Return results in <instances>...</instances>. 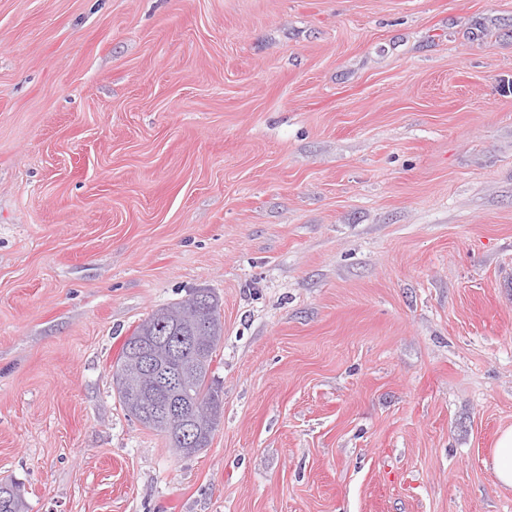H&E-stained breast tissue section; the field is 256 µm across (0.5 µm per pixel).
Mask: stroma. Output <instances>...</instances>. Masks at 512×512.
<instances>
[{"label":"stroma","mask_w":512,"mask_h":512,"mask_svg":"<svg viewBox=\"0 0 512 512\" xmlns=\"http://www.w3.org/2000/svg\"><path fill=\"white\" fill-rule=\"evenodd\" d=\"M219 297L185 457L135 327ZM512 0H0V480L28 512H512ZM124 346L123 345L121 355L116 363L115 366H113V373H112V379L113 383L116 387V391L119 397V400L124 407V409L133 416L140 424H142L145 428L150 429L152 431H155L159 434H162L166 437V439L169 442V445L171 448H174L177 453H180L185 456H192L198 452H200L202 449L207 448L213 432L216 430V427L218 426L219 422H216V418L213 422V426L210 429L209 422L206 423L204 428L201 431V436L197 438V440L194 442L193 445L185 446L181 444L182 441L191 442L194 440V438H191V436L194 434V431L191 428H183L180 432V439L176 436V433H170L167 431V429L162 426L161 424H151L147 421V419L143 418L136 410L134 406V400L137 399L139 396H144L145 398L149 400L154 399H160L164 397L163 392L155 387V386H143L138 387L137 385H132L130 383L123 384L122 379L123 377H128L131 374L132 365L131 360L134 357H138V355L128 352H124ZM176 448H180V450H177ZM503 487H512V428L503 430L490 460L486 463Z\"/></svg>","instance_id":"35a3bbf8"}]
</instances>
